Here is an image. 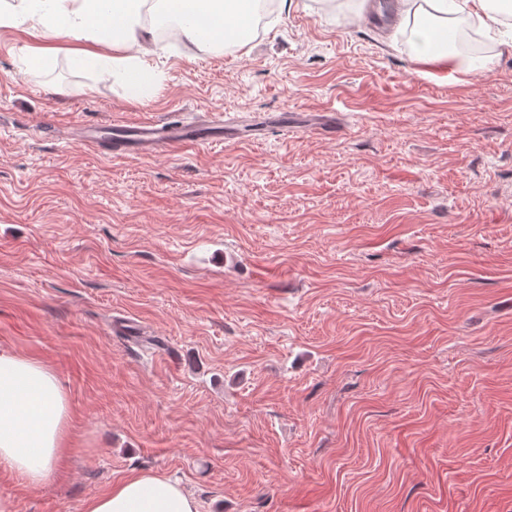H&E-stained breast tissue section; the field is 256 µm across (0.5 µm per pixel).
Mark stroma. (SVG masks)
Masks as SVG:
<instances>
[{
  "instance_id": "1",
  "label": "stroma",
  "mask_w": 512,
  "mask_h": 512,
  "mask_svg": "<svg viewBox=\"0 0 512 512\" xmlns=\"http://www.w3.org/2000/svg\"><path fill=\"white\" fill-rule=\"evenodd\" d=\"M362 10L151 37L139 96L0 28V350L56 371L78 442L48 485L0 474L12 512L139 470L200 512H512V49L426 76ZM203 114L223 143L149 160L60 135Z\"/></svg>"
}]
</instances>
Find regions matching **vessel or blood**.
Masks as SVG:
<instances>
[{"label": "vessel or blood", "mask_w": 512, "mask_h": 512, "mask_svg": "<svg viewBox=\"0 0 512 512\" xmlns=\"http://www.w3.org/2000/svg\"><path fill=\"white\" fill-rule=\"evenodd\" d=\"M112 141H104L96 131L82 137L83 144L94 152L110 151L121 158H154L182 146H204L223 141L222 122L206 117L177 122H118Z\"/></svg>", "instance_id": "obj_1"}]
</instances>
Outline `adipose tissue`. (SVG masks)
Masks as SVG:
<instances>
[{
	"instance_id": "obj_1",
	"label": "adipose tissue",
	"mask_w": 512,
	"mask_h": 512,
	"mask_svg": "<svg viewBox=\"0 0 512 512\" xmlns=\"http://www.w3.org/2000/svg\"><path fill=\"white\" fill-rule=\"evenodd\" d=\"M181 20L191 44L246 46L256 28L255 0H163ZM147 0H0V27L22 22L50 40L111 46L118 65L130 66L129 85L140 91L151 70L133 51L147 38L141 9ZM506 0H402L399 33L419 43V60L448 73L488 69L487 57L462 58L449 49L459 23L477 19L485 34L505 26ZM77 444L67 395L55 371L38 359L0 351V471L37 488L57 479ZM82 512H199L196 498L151 471H134L88 497Z\"/></svg>"
}]
</instances>
